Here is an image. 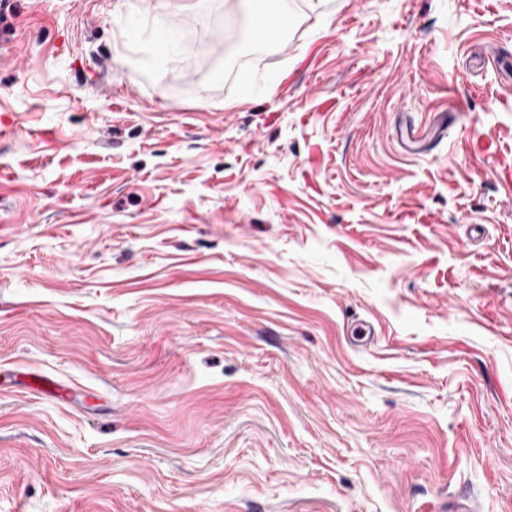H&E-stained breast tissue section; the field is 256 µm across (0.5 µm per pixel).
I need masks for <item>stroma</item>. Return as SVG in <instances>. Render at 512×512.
Returning a JSON list of instances; mask_svg holds the SVG:
<instances>
[{
    "label": "stroma",
    "instance_id": "35a3bbf8",
    "mask_svg": "<svg viewBox=\"0 0 512 512\" xmlns=\"http://www.w3.org/2000/svg\"><path fill=\"white\" fill-rule=\"evenodd\" d=\"M288 6L0 0V512H512V0ZM265 24L272 31L276 26V34L283 32L288 23V3L285 0H263ZM446 118L449 119V115L447 117L445 114L435 115L433 122L425 129L406 124L399 127L398 136L410 151L415 153L423 152L439 133L445 132Z\"/></svg>",
    "mask_w": 512,
    "mask_h": 512
}]
</instances>
